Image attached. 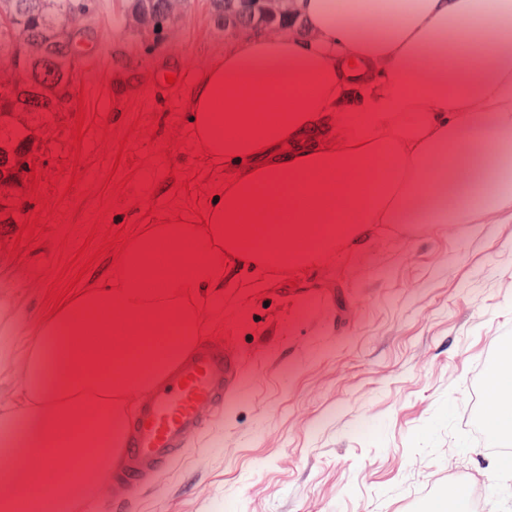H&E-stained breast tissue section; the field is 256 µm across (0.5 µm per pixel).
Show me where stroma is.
<instances>
[{
    "instance_id": "35a3bbf8",
    "label": "stroma",
    "mask_w": 512,
    "mask_h": 512,
    "mask_svg": "<svg viewBox=\"0 0 512 512\" xmlns=\"http://www.w3.org/2000/svg\"><path fill=\"white\" fill-rule=\"evenodd\" d=\"M88 2L89 33L112 69L99 75L84 58L75 79L88 119L108 131H87V191L61 203L50 232L102 208L94 184L115 150L101 138L128 125L123 155L141 165L110 227L195 220L224 168L203 155L192 100L234 39L214 25L209 0H174L172 36L141 28L131 0ZM169 73L181 83L167 85ZM73 122L70 111L45 118L46 172L66 156ZM168 160L191 174L189 190L176 188ZM50 232L34 263L0 249V294L17 303L23 340L48 312L59 259ZM191 304L203 338L237 357L239 390L170 468L130 491L134 512H436L460 473L482 482L478 512H512V466L469 418L476 375L512 336V213L483 224H372L295 271L228 260L223 288Z\"/></svg>"
}]
</instances>
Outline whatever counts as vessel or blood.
Returning a JSON list of instances; mask_svg holds the SVG:
<instances>
[{
	"label": "vessel or blood",
	"mask_w": 512,
	"mask_h": 512,
	"mask_svg": "<svg viewBox=\"0 0 512 512\" xmlns=\"http://www.w3.org/2000/svg\"><path fill=\"white\" fill-rule=\"evenodd\" d=\"M239 365L223 344L203 342L149 389L121 450L117 481L138 485L172 465L238 388Z\"/></svg>",
	"instance_id": "vessel-or-blood-1"
}]
</instances>
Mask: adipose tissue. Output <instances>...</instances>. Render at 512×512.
I'll return each instance as SVG.
<instances>
[{"label": "adipose tissue", "mask_w": 512, "mask_h": 512, "mask_svg": "<svg viewBox=\"0 0 512 512\" xmlns=\"http://www.w3.org/2000/svg\"><path fill=\"white\" fill-rule=\"evenodd\" d=\"M305 31L235 42L190 115L212 160L235 165L208 224H151L109 284L0 348L27 369L0 421L21 418L0 512H45L112 469L124 395L160 382L202 334L178 290L224 283V259L307 267L367 224H479L512 211V0H297ZM361 63L360 73L349 60ZM333 145L304 146L350 91ZM284 141V150L275 142Z\"/></svg>", "instance_id": "obj_1"}]
</instances>
